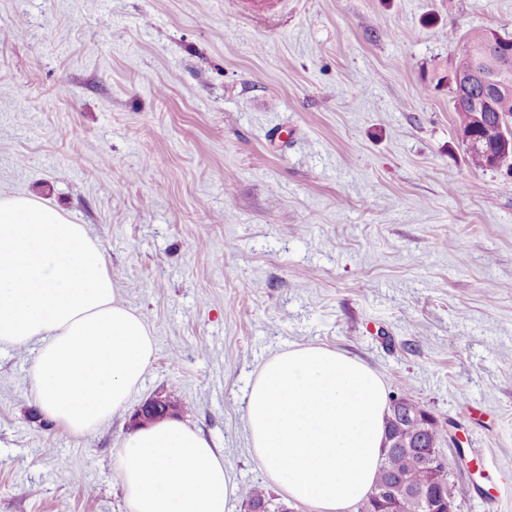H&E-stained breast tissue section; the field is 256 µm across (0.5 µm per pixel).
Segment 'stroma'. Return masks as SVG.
Wrapping results in <instances>:
<instances>
[{
	"label": "stroma",
	"instance_id": "obj_1",
	"mask_svg": "<svg viewBox=\"0 0 512 512\" xmlns=\"http://www.w3.org/2000/svg\"><path fill=\"white\" fill-rule=\"evenodd\" d=\"M512 0H0V190L62 207L155 336L133 395L238 485L260 369L356 358L456 435L452 481L512 512V172L474 165L439 84ZM33 349L0 344V512H128L129 413L40 416Z\"/></svg>",
	"mask_w": 512,
	"mask_h": 512
}]
</instances>
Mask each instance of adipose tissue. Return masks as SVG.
Returning a JSON list of instances; mask_svg holds the SVG:
<instances>
[{
	"instance_id": "adipose-tissue-1",
	"label": "adipose tissue",
	"mask_w": 512,
	"mask_h": 512,
	"mask_svg": "<svg viewBox=\"0 0 512 512\" xmlns=\"http://www.w3.org/2000/svg\"><path fill=\"white\" fill-rule=\"evenodd\" d=\"M0 343L34 344L45 418L85 435L126 411L154 350L84 225L49 200L0 193ZM387 392L364 363L320 347L269 359L247 398V429L269 480L314 512L367 498L385 440ZM120 478L130 512H230L223 459L188 423L129 433Z\"/></svg>"
}]
</instances>
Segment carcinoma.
<instances>
[{
	"label": "carcinoma",
	"mask_w": 512,
	"mask_h": 512,
	"mask_svg": "<svg viewBox=\"0 0 512 512\" xmlns=\"http://www.w3.org/2000/svg\"><path fill=\"white\" fill-rule=\"evenodd\" d=\"M491 41L488 31L473 33L464 48L454 55L449 76L456 74L476 75L484 64L492 58H509L508 43ZM475 93L468 100L458 98L456 86H451L453 109L457 115V124L462 143L469 153L478 160L497 149L498 124L506 119L512 122V71L500 77V87L492 89L488 97H483L484 87L475 81ZM482 113V121H477L474 113ZM386 436L407 437L414 435L426 445H437L442 433L437 421L429 413L421 415L414 427L405 420H393L385 417ZM406 483L422 491V498L415 512H434L441 500L450 496L462 497L465 487L456 483L448 484V467H436L429 456L412 458L403 448H387L380 463L375 484L368 497L359 506V512H380L379 496L388 485ZM245 506L260 507L263 512H288L283 505L273 502L272 496L260 485H247L242 488Z\"/></svg>",
	"instance_id": "carcinoma-1"
}]
</instances>
